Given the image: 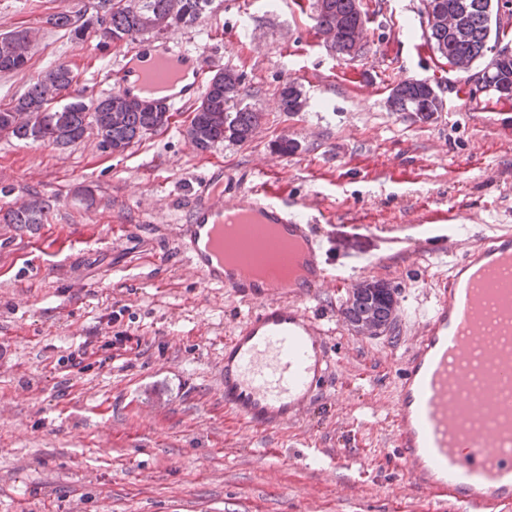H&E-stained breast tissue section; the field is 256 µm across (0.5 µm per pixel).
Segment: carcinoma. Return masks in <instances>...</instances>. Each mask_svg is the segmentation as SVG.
<instances>
[{
  "label": "carcinoma",
  "mask_w": 512,
  "mask_h": 512,
  "mask_svg": "<svg viewBox=\"0 0 512 512\" xmlns=\"http://www.w3.org/2000/svg\"><path fill=\"white\" fill-rule=\"evenodd\" d=\"M211 0H182L181 13L170 20V25L191 27L202 17ZM442 13L457 17L456 27L448 22L427 23L429 40L436 52L457 68L468 69L487 57L482 82L502 88L512 97V53L496 49L490 44L491 33H500L502 18L512 19V0H436ZM96 21L77 23L66 15L55 18V25L70 28L71 35L83 40L95 34L105 44L125 42L135 34L147 32L141 24L143 15H165L169 0H99ZM361 10L354 0H318L315 26L318 30L337 29L336 46L343 39L364 33L360 21ZM73 71L61 64L38 78L29 90L7 108L0 109V128L8 129V136L38 144L70 145L84 136L92 127L100 137L101 145L125 151L132 143L168 126L167 110L159 106L156 112H147L136 103V98L120 92L96 101H88L74 85ZM69 92V101L59 109L42 111L44 105L62 92ZM426 80L405 79L392 90L393 110L419 114L424 109L440 112L441 97ZM245 95L243 80L230 68L218 70L209 80L200 104L194 109L191 124L202 134L197 147L203 151L218 142L244 144L252 136L261 116L242 104ZM52 208L50 201L38 196L20 208L0 209L2 224H42ZM395 290L387 284L347 301L343 310L346 321L355 323L364 309L373 311L375 318L386 324L393 319Z\"/></svg>",
  "instance_id": "obj_1"
}]
</instances>
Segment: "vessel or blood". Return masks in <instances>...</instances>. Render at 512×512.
<instances>
[{
	"label": "vessel or blood",
	"instance_id": "vessel-or-blood-1",
	"mask_svg": "<svg viewBox=\"0 0 512 512\" xmlns=\"http://www.w3.org/2000/svg\"><path fill=\"white\" fill-rule=\"evenodd\" d=\"M187 52L173 48L142 60L123 54L116 74L148 93L187 97L179 85ZM302 200L257 185L226 194L202 184L175 240L208 284L225 288L249 310L224 339V408L255 433L281 430L310 412L333 374L324 314L306 307L324 288L350 284L351 273L388 262L369 251L336 253ZM447 211L426 218L416 252L431 264L448 250L440 228ZM258 238L282 225L299 253L281 249L264 280L224 265V227ZM299 263L302 277L280 286L278 272ZM391 423L395 456L414 494L447 503L450 512H512V232L481 233L434 282L433 299L397 369Z\"/></svg>",
	"mask_w": 512,
	"mask_h": 512
}]
</instances>
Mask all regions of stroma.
<instances>
[{
    "mask_svg": "<svg viewBox=\"0 0 512 512\" xmlns=\"http://www.w3.org/2000/svg\"><path fill=\"white\" fill-rule=\"evenodd\" d=\"M97 0H0V33L35 41L25 68L0 72V106L68 66L86 99L113 91L122 48L73 39L56 15ZM365 53L336 57L315 27L317 0H212L194 26L149 34L202 65L243 76L262 115L241 145L200 151L192 106L115 154L89 132L66 147L0 137V208L32 194L54 205L33 229L0 224V512H448L418 498L393 457L396 370L461 249L367 270L395 290L383 336L351 329L344 299H315L331 325L334 377L317 408L257 435L224 411V338L247 307L205 283L174 246L200 184L271 181L335 217L363 220L381 248L390 227L444 209L456 237L512 229V99L477 89L428 44L421 0H359ZM437 86L428 122L392 111L404 79ZM307 104L286 115V80ZM296 144L284 154L275 143ZM127 335L124 345L105 343ZM96 347L84 370L61 358Z\"/></svg>",
    "mask_w": 512,
    "mask_h": 512,
    "instance_id": "35a3bbf8",
    "label": "stroma"
}]
</instances>
